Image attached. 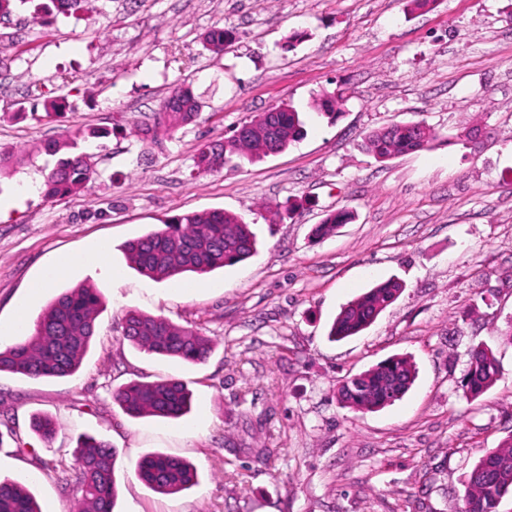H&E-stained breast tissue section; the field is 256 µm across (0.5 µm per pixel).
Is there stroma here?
Here are the masks:
<instances>
[{
	"instance_id": "1",
	"label": "stroma",
	"mask_w": 512,
	"mask_h": 512,
	"mask_svg": "<svg viewBox=\"0 0 512 512\" xmlns=\"http://www.w3.org/2000/svg\"><path fill=\"white\" fill-rule=\"evenodd\" d=\"M40 2L0 20V344L67 289H97L103 309L75 375L0 373V479L23 481L42 512H68L76 488L53 467H74L88 435L117 451L116 512H461L465 475L512 435V0H96L48 25ZM215 26L235 34L220 55L202 41ZM183 83L198 117L146 147L136 127ZM338 88L337 117L307 111L286 151L194 171L201 145ZM39 94L66 97L68 112L33 111ZM417 120L438 134L428 148L384 162L364 149L369 131ZM49 142L76 143L96 179L47 198ZM340 208L355 221L312 238ZM221 209L256 233L247 261L165 281L132 267L128 240ZM392 276L399 299L330 340L340 308ZM130 311L197 330L209 358L141 352L122 339ZM480 343L501 377L469 401L460 381ZM393 355L418 371L406 396L373 413L342 407L339 383ZM167 378L192 394L181 418H133L112 399ZM39 414L55 421L53 442L34 431ZM155 452L189 462L195 484L150 489L136 465Z\"/></svg>"
}]
</instances>
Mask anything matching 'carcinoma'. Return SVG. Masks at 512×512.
<instances>
[{"label":"carcinoma","mask_w":512,"mask_h":512,"mask_svg":"<svg viewBox=\"0 0 512 512\" xmlns=\"http://www.w3.org/2000/svg\"><path fill=\"white\" fill-rule=\"evenodd\" d=\"M229 42L223 28H212L203 37L205 48L221 53ZM174 111L157 112L153 122L139 128L145 145H159L164 136L192 123L200 103L192 88L181 86L171 93ZM343 93H325L313 108L333 116L340 108ZM279 112L263 113L255 130L242 131L224 140L203 144L193 156L194 171L217 170L232 159L250 163L268 156L271 149L283 152L304 135L305 122L292 103H281ZM436 132L423 121L395 123L371 131L365 137L366 149L379 161L424 149ZM96 172L84 162V155L73 154L58 161L46 180L45 194L64 197L85 188ZM355 219L347 208L329 214L312 229L316 238L336 233ZM257 239L245 220L223 210L178 214L167 218L162 227L125 243L134 268L151 280H165L183 273L203 275L233 267L256 250ZM404 290L395 278L377 284L344 305L334 320L329 336L342 340L368 328ZM100 295L94 288L78 286L61 293L38 319L33 331L12 345L0 348V372L20 374L31 379L67 377L82 365L97 332ZM123 339L149 355L175 357L199 364L212 348L211 340L193 329L175 325L163 318L130 311L123 318ZM500 377L499 361L493 349L478 344L470 349L462 380L464 396L476 400ZM416 368L404 356L390 357L374 367L346 378L337 389V399L346 408L375 412L401 400L413 385ZM113 401L131 417L152 416L177 419L191 409L192 396L178 379L131 382L112 393ZM78 469L70 475L58 470L60 480L75 481L78 497L70 512H114L116 505V450L93 437L79 445ZM139 478L162 494H175L189 487L196 478L186 461L163 453H151L137 464ZM512 493V436L486 452L463 482L462 512H497L500 500ZM0 512H41L25 486L0 480Z\"/></svg>","instance_id":"1"}]
</instances>
